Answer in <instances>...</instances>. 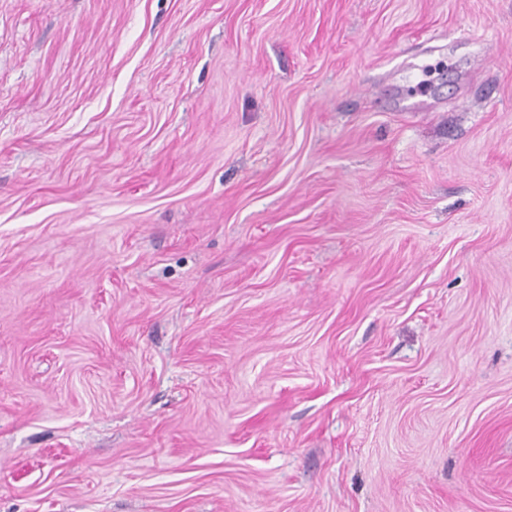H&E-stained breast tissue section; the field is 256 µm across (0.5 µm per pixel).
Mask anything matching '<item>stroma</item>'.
I'll return each instance as SVG.
<instances>
[{
    "instance_id": "1",
    "label": "stroma",
    "mask_w": 512,
    "mask_h": 512,
    "mask_svg": "<svg viewBox=\"0 0 512 512\" xmlns=\"http://www.w3.org/2000/svg\"><path fill=\"white\" fill-rule=\"evenodd\" d=\"M0 512H512V0H0Z\"/></svg>"
}]
</instances>
